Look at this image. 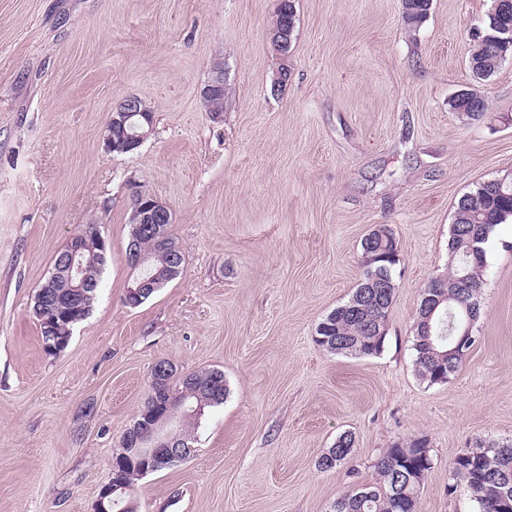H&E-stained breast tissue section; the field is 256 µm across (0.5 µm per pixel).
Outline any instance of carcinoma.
<instances>
[{
  "label": "carcinoma",
  "mask_w": 512,
  "mask_h": 512,
  "mask_svg": "<svg viewBox=\"0 0 512 512\" xmlns=\"http://www.w3.org/2000/svg\"><path fill=\"white\" fill-rule=\"evenodd\" d=\"M430 10L428 0H404V18L409 25H419ZM296 24L295 0H279L275 25L288 28L294 34ZM512 27V2L492 7L481 27L482 38L474 40L469 57L472 73L482 80L493 76L502 63L512 56V39L499 41L501 31ZM451 109L460 117L481 120L487 105L480 96L455 97ZM512 217V178H494L478 184L474 191L463 195L453 215L448 240V271L441 276L438 295L448 296L434 313L427 329L426 314L418 309L414 326L413 349L415 370L421 380L429 384L446 383L459 368L462 359L444 356L454 346V336L467 324V319L478 321L481 315L482 289L485 284L486 251L476 253L471 238L482 235L488 240L494 228ZM138 247L148 256L139 270L141 278H153L164 285L169 282L167 254L176 243L169 233V225H162V236L138 233ZM363 252L376 251L381 258L364 266L361 279L351 297L330 312L316 330L318 345L338 354L370 357L383 351L388 327V314L393 304L394 267L399 262L395 238L390 229L381 226L364 239ZM42 288L51 299L42 305L45 319L39 326L54 320L59 332L71 336V330L90 313L97 289H85V296L72 299V288L64 278L46 281ZM168 372L164 380L150 389L143 408L136 419L153 418L166 410L163 393L179 387L186 389L184 405L173 428L189 439L205 410L224 402V395H215L207 382L216 373L214 369L192 372L195 385L185 386L182 374L168 362H162ZM352 436L345 434L336 446L323 455L324 470L328 471L348 462L353 451ZM433 467L426 441L415 439L406 445L386 449L374 463L376 482L342 493L331 505V512H417L421 486ZM452 481L465 484L476 503L477 512H502L503 500L512 501V442L478 438L473 447L457 454L451 463Z\"/></svg>",
  "instance_id": "carcinoma-1"
}]
</instances>
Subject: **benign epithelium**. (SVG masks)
I'll return each instance as SVG.
<instances>
[{"label": "benign epithelium", "instance_id": "benign-epithelium-1", "mask_svg": "<svg viewBox=\"0 0 512 512\" xmlns=\"http://www.w3.org/2000/svg\"><path fill=\"white\" fill-rule=\"evenodd\" d=\"M270 42L273 50L281 57L283 66H288V33L280 28L270 31ZM224 90V68L216 64L210 77L200 91V95L208 97ZM138 121H133L134 117ZM154 131V124L147 114L141 100L131 96L121 102L112 111L106 123L102 141L104 150L108 153L113 150H123L126 147H140ZM134 202L131 208L129 223L138 229L142 225L153 226L156 234H161V225L167 222L169 208L156 197L137 188L133 191ZM86 237L82 234L72 237L67 248L54 263L53 274L60 272L66 274L71 286L77 289L91 287L87 278V266L83 257ZM156 288L150 279H137L134 285L127 288L125 299L128 305L136 306ZM173 417L164 414L156 417L148 428L140 430L136 427L128 428L121 438V446L132 447L139 459L148 462L147 471L158 470L170 463L187 459L192 452V446L186 439L177 435L170 429ZM117 492L125 493L128 499H133L134 486L118 481H110L100 487L95 502L94 512H111L112 495Z\"/></svg>", "mask_w": 512, "mask_h": 512}]
</instances>
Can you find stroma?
Here are the masks:
<instances>
[{
  "instance_id": "obj_1",
  "label": "stroma",
  "mask_w": 512,
  "mask_h": 512,
  "mask_svg": "<svg viewBox=\"0 0 512 512\" xmlns=\"http://www.w3.org/2000/svg\"><path fill=\"white\" fill-rule=\"evenodd\" d=\"M295 5L283 60L268 40L278 0H0V512H93L162 360L222 370L227 395L189 459L137 481L139 512H329L416 438L434 460L418 512H476L449 467L476 438L512 440V222L486 244L478 341L447 383L417 376L413 326L459 198L512 176V57L486 80L469 67L491 0H432L416 28L403 0ZM218 59L215 113L200 90ZM463 90L486 100L482 120L451 112ZM130 96L154 132L106 152ZM135 184L169 206L185 262L133 308ZM93 220L100 289L50 355L34 296ZM379 225L399 255L384 349L326 350L316 328L352 295ZM346 433L348 463L318 471Z\"/></svg>"
}]
</instances>
